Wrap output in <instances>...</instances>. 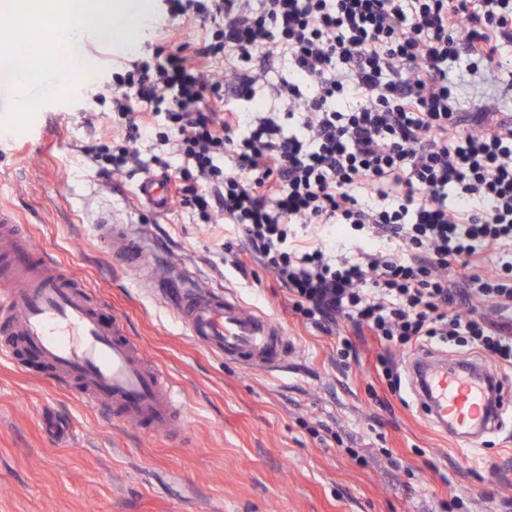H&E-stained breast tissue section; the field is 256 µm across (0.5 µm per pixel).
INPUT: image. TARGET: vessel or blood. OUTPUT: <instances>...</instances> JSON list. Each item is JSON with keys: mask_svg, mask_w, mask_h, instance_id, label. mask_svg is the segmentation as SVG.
I'll return each mask as SVG.
<instances>
[{"mask_svg": "<svg viewBox=\"0 0 512 512\" xmlns=\"http://www.w3.org/2000/svg\"><path fill=\"white\" fill-rule=\"evenodd\" d=\"M138 194L155 211L171 206L163 176L144 178ZM99 236L119 243V262L139 272L191 339L211 354L249 369H274L295 349L270 317L247 312L230 292L188 272L158 278L156 259L129 225L103 223ZM25 351L48 378L69 381L86 405L118 422L167 437L186 436V405L161 370L150 364L123 322L52 256L38 251L17 215L0 206V358ZM412 382L430 421L470 450L496 423L499 411L487 375L466 360L457 365L427 356L412 362Z\"/></svg>", "mask_w": 512, "mask_h": 512, "instance_id": "b4317fda", "label": "vessel or blood"}]
</instances>
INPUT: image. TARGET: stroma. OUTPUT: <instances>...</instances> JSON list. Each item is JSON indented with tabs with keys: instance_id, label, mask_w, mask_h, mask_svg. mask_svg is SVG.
<instances>
[{
	"instance_id": "35a3bbf8",
	"label": "stroma",
	"mask_w": 512,
	"mask_h": 512,
	"mask_svg": "<svg viewBox=\"0 0 512 512\" xmlns=\"http://www.w3.org/2000/svg\"><path fill=\"white\" fill-rule=\"evenodd\" d=\"M123 2L118 36L130 9L151 11L142 48H154L167 24L181 40L196 33L169 22L163 0ZM78 50L95 69L91 82L69 73L71 102L42 108L27 131L0 128V202L178 382L189 444L115 422L37 365L0 359V512H512V404L481 453L463 454L409 387L396 395L378 378L381 347L358 336L357 358H337L335 335L296 317L261 261L239 270L237 234L186 210L147 207L137 185L151 142L137 143L124 173L99 177L82 148L111 127L97 93L112 63L89 43ZM104 216L132 226L158 258L159 276L189 270L278 322L296 344L288 362L248 369L192 341L164 301L113 261L96 230ZM49 413L68 424L66 437L45 431Z\"/></svg>"
}]
</instances>
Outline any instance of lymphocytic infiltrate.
Here are the masks:
<instances>
[{"mask_svg":"<svg viewBox=\"0 0 512 512\" xmlns=\"http://www.w3.org/2000/svg\"><path fill=\"white\" fill-rule=\"evenodd\" d=\"M196 35L99 92L202 224L238 232L318 327L389 352L438 337L512 371V114L462 88L501 72L512 0H165Z\"/></svg>","mask_w":512,"mask_h":512,"instance_id":"f902f5d3","label":"lymphocytic infiltrate"}]
</instances>
